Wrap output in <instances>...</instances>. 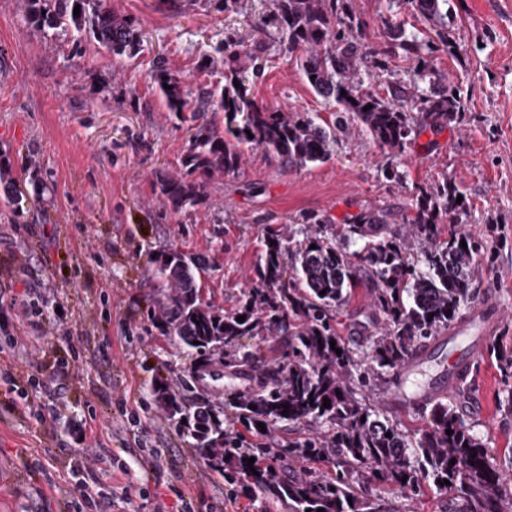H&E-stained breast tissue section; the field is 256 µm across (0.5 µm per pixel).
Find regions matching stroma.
<instances>
[{"instance_id":"1","label":"stroma","mask_w":512,"mask_h":512,"mask_svg":"<svg viewBox=\"0 0 512 512\" xmlns=\"http://www.w3.org/2000/svg\"><path fill=\"white\" fill-rule=\"evenodd\" d=\"M143 36L138 55L112 56L73 30H39L23 0H0V160L26 200L0 203V512H72L88 486V512H288L270 493L227 484L168 420L154 385L183 401L213 399L193 381L192 357L153 318L149 262L159 249L203 255V303L233 309L250 288L264 226L288 229L318 213L345 224L366 207L412 214L419 188L443 180L465 193V231L488 240L468 309L492 299L504 318L491 343L512 352V0H448V33L461 51L437 53L438 71L459 86L465 119L423 133L397 154L406 174L387 181L386 158L367 135L340 141L330 159L301 170L246 149L237 173L204 181L205 201L175 211L158 181L183 174L191 112L170 111L153 79L164 58L183 87L224 83V65L202 66L224 39L249 40L268 0H107ZM365 42L380 43L383 19L399 13L418 38L431 26L410 0H352ZM253 96L283 111L328 117L295 60L269 40L249 77ZM425 362L405 380L386 374L360 392L401 429L426 415L390 398L438 379ZM46 381L33 390L32 379ZM512 388L492 353L474 364L470 388L450 395L504 469L512 502ZM36 391L34 408L24 395ZM111 465H103V457Z\"/></svg>"}]
</instances>
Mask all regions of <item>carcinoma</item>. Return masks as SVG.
Masks as SVG:
<instances>
[{
	"label": "carcinoma",
	"instance_id": "obj_1",
	"mask_svg": "<svg viewBox=\"0 0 512 512\" xmlns=\"http://www.w3.org/2000/svg\"><path fill=\"white\" fill-rule=\"evenodd\" d=\"M411 3L437 27L436 40L426 44L388 21L384 49L374 50L365 44L351 0H274L272 10L254 21L250 44L229 39L214 49L224 58L220 90L201 87L191 97L180 78L158 67L153 78L171 111L224 113V135L207 123L194 132L186 175L161 179L164 203L178 211L201 202L203 184L190 176L238 170L246 146L263 149L285 168L301 169L327 161L353 125L393 157L426 130L463 119L462 98L454 95L458 87L432 63L434 53L457 48L442 12L448 0ZM26 5L37 27H70L78 34L87 29L117 57L132 58L141 50L133 19L105 6V0H26ZM271 28L286 39L285 49L295 55L311 89L335 108L333 119L281 112L250 96L249 63L258 59ZM396 55L416 64L421 84L394 87L382 97L364 85V75L385 70ZM0 189L9 203L22 197L2 162ZM460 194L446 180L420 188L410 240L385 211L372 208L339 229L316 213L302 216L287 234L267 229L253 285L228 311L201 301L198 274L206 268L205 258L173 249L155 253L150 264L159 284L157 321L191 351L195 369L214 364L222 352L224 368L242 373L259 361V352L242 339L278 337L269 348L273 364L257 376L251 392L230 401L237 418L247 421L252 442L246 448L231 447L223 409L208 400L187 406L165 384L154 387L169 419L215 472L230 480L245 475L252 491L275 493L288 512H395L374 492L377 483L396 484L413 496L426 489L444 495L443 512H512V502L501 496L503 471L448 401H432L427 425L409 433L362 406L348 385L372 387L380 373L407 363L461 318L487 244L457 229L467 213V198L457 201ZM462 241L467 248L460 247ZM359 284L369 292L371 309L359 331L361 344L351 348L340 338L336 318ZM239 316L245 320L237 321ZM281 423L326 431L279 443L269 432ZM301 459L328 460L336 475H289Z\"/></svg>",
	"mask_w": 512,
	"mask_h": 512
}]
</instances>
